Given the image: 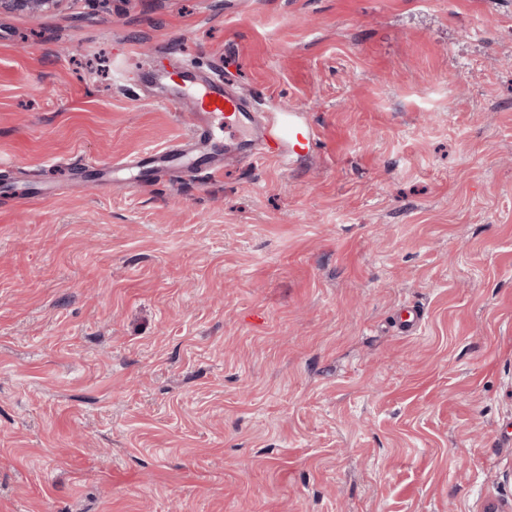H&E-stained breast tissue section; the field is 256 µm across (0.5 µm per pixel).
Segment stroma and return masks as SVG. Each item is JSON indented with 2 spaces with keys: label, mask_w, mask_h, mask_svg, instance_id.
<instances>
[{
  "label": "stroma",
  "mask_w": 512,
  "mask_h": 512,
  "mask_svg": "<svg viewBox=\"0 0 512 512\" xmlns=\"http://www.w3.org/2000/svg\"><path fill=\"white\" fill-rule=\"evenodd\" d=\"M175 65L316 145L102 189ZM0 160V512H512V0L5 12Z\"/></svg>",
  "instance_id": "1"
}]
</instances>
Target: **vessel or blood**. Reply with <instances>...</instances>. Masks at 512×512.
I'll return each mask as SVG.
<instances>
[{"label": "vessel or blood", "mask_w": 512, "mask_h": 512, "mask_svg": "<svg viewBox=\"0 0 512 512\" xmlns=\"http://www.w3.org/2000/svg\"><path fill=\"white\" fill-rule=\"evenodd\" d=\"M168 84V104L175 108L194 107L196 124L184 141L165 151L128 160L124 169L127 173L125 183L129 187L146 186L174 170L184 174L198 170L199 156L195 148L207 144L209 120L220 112L234 116L238 127L243 130L241 146L250 162H259L273 154L280 139L286 135L285 129L265 125L255 113L250 112L244 99L229 91L223 81L177 69L169 75Z\"/></svg>", "instance_id": "b4317fda"}]
</instances>
